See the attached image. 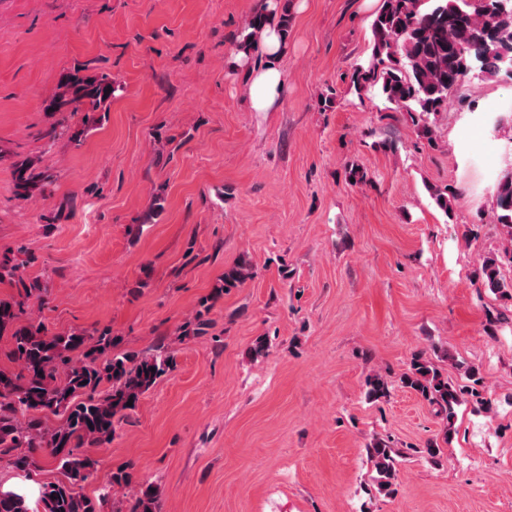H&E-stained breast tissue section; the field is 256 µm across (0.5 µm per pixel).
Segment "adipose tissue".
I'll list each match as a JSON object with an SVG mask.
<instances>
[{"instance_id": "ef3b65f1", "label": "adipose tissue", "mask_w": 512, "mask_h": 512, "mask_svg": "<svg viewBox=\"0 0 512 512\" xmlns=\"http://www.w3.org/2000/svg\"><path fill=\"white\" fill-rule=\"evenodd\" d=\"M259 50L267 58L265 65L259 67L248 65L246 58L240 55L236 56L235 61L245 69L253 108L259 112H266L276 106L283 84L282 72L277 62L284 48L276 27L271 26L263 31Z\"/></svg>"}]
</instances>
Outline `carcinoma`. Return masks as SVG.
I'll list each match as a JSON object with an SVG mask.
<instances>
[{
  "mask_svg": "<svg viewBox=\"0 0 512 512\" xmlns=\"http://www.w3.org/2000/svg\"><path fill=\"white\" fill-rule=\"evenodd\" d=\"M495 0H382L372 24L371 53L352 75L356 93L376 91L393 109L417 113L419 120L441 111L448 95L467 83L464 70L471 62L488 76L499 74V48L512 46V22L497 24L495 39L486 35L493 23ZM278 27L282 43L288 42L289 4L269 13L256 10L238 34L234 47L250 58L258 52L262 31ZM62 92L46 101L51 114L75 112L78 106H106L117 91L112 75H66ZM66 136L79 145L82 132L66 118L43 132L52 143ZM16 192L25 198L44 193L53 175L30 158L13 162ZM497 222L506 228L504 254H512V169L496 185ZM20 264L8 256L0 260V283L20 284L17 295L0 298V338L9 342L7 359L16 369H0V448H21L14 464L29 471L41 453L49 455L63 475L42 484L37 512H161L156 487L138 480L134 465L112 472L108 484L95 497L80 492L81 484L95 471L98 460L85 447L112 441L118 423L137 406L159 378L174 368L172 353L163 346L149 352L119 351L120 339L112 330L71 329L53 333L40 320L23 319L28 299L36 288L18 275ZM482 283L492 290L505 287L499 261L487 257L481 264ZM253 277L249 264L239 262L224 271L226 286L243 284ZM403 387L419 393L447 417H453L457 390L430 362L416 359L400 379ZM132 405H127V402ZM54 416L59 425L49 427ZM377 472L378 491L392 493L397 458L402 452L382 441L368 449ZM137 487L125 500H112V492ZM0 512H30L22 490L0 491Z\"/></svg>",
  "mask_w": 512,
  "mask_h": 512,
  "instance_id": "1",
  "label": "carcinoma"
}]
</instances>
